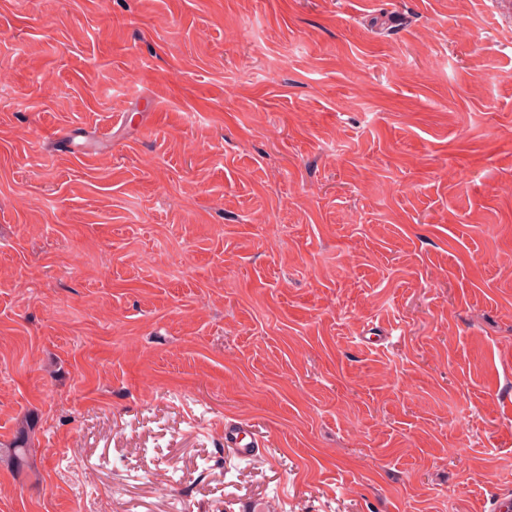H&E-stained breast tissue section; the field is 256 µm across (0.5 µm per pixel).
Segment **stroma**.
<instances>
[{
    "label": "stroma",
    "instance_id": "1",
    "mask_svg": "<svg viewBox=\"0 0 512 512\" xmlns=\"http://www.w3.org/2000/svg\"><path fill=\"white\" fill-rule=\"evenodd\" d=\"M509 254L512 0H0V512H492ZM248 437L250 438L249 441L247 440ZM224 445L235 448L237 454L242 457H254L259 452V448L250 437L247 429L238 423L224 426Z\"/></svg>",
    "mask_w": 512,
    "mask_h": 512
}]
</instances>
